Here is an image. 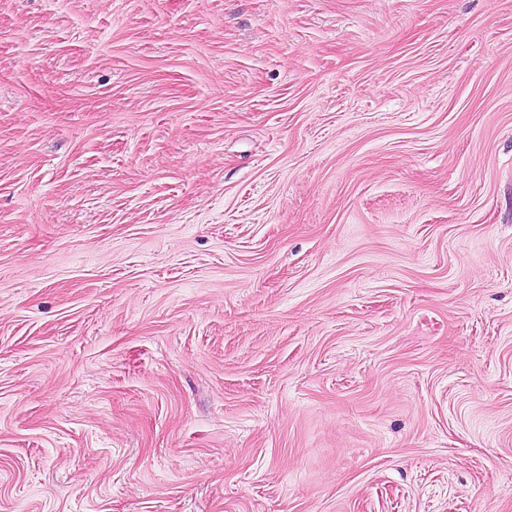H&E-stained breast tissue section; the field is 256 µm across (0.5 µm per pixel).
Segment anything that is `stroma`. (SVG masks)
Instances as JSON below:
<instances>
[{"mask_svg":"<svg viewBox=\"0 0 512 512\" xmlns=\"http://www.w3.org/2000/svg\"><path fill=\"white\" fill-rule=\"evenodd\" d=\"M0 512H512V0H0Z\"/></svg>","mask_w":512,"mask_h":512,"instance_id":"1","label":"stroma"}]
</instances>
